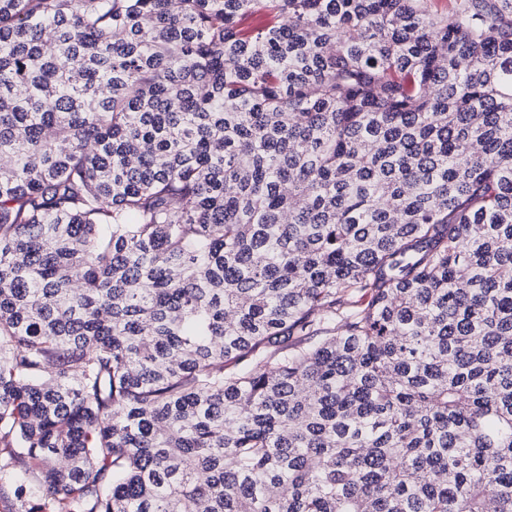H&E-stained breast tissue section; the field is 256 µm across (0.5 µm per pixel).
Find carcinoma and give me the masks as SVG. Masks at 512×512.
Wrapping results in <instances>:
<instances>
[{
  "label": "carcinoma",
  "instance_id": "obj_1",
  "mask_svg": "<svg viewBox=\"0 0 512 512\" xmlns=\"http://www.w3.org/2000/svg\"><path fill=\"white\" fill-rule=\"evenodd\" d=\"M508 269L512 0H0L8 512H512Z\"/></svg>",
  "mask_w": 512,
  "mask_h": 512
}]
</instances>
